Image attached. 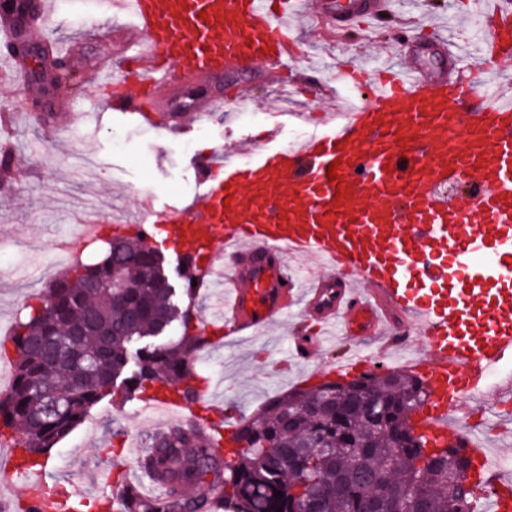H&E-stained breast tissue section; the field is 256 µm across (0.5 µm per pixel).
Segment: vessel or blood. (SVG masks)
Returning <instances> with one entry per match:
<instances>
[{
	"label": "vessel or blood",
	"mask_w": 512,
	"mask_h": 512,
	"mask_svg": "<svg viewBox=\"0 0 512 512\" xmlns=\"http://www.w3.org/2000/svg\"><path fill=\"white\" fill-rule=\"evenodd\" d=\"M301 2L119 0L139 36L120 68L140 82L116 99L114 111L193 128L208 109L188 93L197 79L296 58L290 20ZM471 12L494 31L485 53L499 61L482 91L464 78L455 53L432 76L417 63L395 71L336 60L333 83L318 86L320 99L334 105L320 111L318 131L274 149L271 128L242 156L200 157L195 198L161 209L144 203L137 223L173 225L181 249L203 256L196 282L214 300L204 330L252 335L296 302L300 314L319 323L317 335L296 343L318 347L337 333L382 334L393 313L407 314L406 327L422 338L424 351L405 366L431 393L418 414L423 431L469 441L481 483L491 489L483 512H512V478L496 475L492 457L451 420L480 405L489 370L512 356V291L483 299L480 275L487 266L512 271V0H473ZM315 15L343 30L355 19L396 13L392 0H319ZM341 85L357 102L340 113ZM463 177L471 189L462 201L439 193ZM295 257L311 260L318 272L298 281L288 265ZM385 359L357 355L303 379L375 373ZM214 394L206 383L161 384L143 411L172 419L190 414L193 399ZM190 423L211 438L236 431L193 416ZM4 473L24 477L27 488L0 502V512H75L73 497L48 483L46 467L24 464L20 449L11 451Z\"/></svg>",
	"instance_id": "obj_1"
}]
</instances>
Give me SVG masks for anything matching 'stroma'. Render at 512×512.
<instances>
[{
	"instance_id": "stroma-1",
	"label": "stroma",
	"mask_w": 512,
	"mask_h": 512,
	"mask_svg": "<svg viewBox=\"0 0 512 512\" xmlns=\"http://www.w3.org/2000/svg\"><path fill=\"white\" fill-rule=\"evenodd\" d=\"M51 14L42 27L32 30L38 42L50 45L74 78L52 93L39 85L20 88L8 66L0 64V146L11 158L6 182L0 183V328L11 331L30 296L44 293L60 271L53 266L55 244L76 230L75 219L87 201H95L104 214L132 211L146 201L156 206L187 203L199 190L198 155L211 150L235 153L248 138L278 125L274 147L286 146L288 122L280 114L279 91L263 65L245 67L243 83L250 90L247 109L252 122L226 121L224 113H210L207 121L189 130L163 132L136 124L131 117L113 113L105 123L96 115L111 99L134 91V82L118 78L109 88L96 85L97 61L115 48L112 17L86 13L87 0H50ZM400 14L390 23L370 25L357 34L339 38L337 54L364 66L416 61L430 71L447 67L441 48L421 54L418 38L432 28L454 31L467 41L471 29H457L458 13L467 10V0H430L429 13H422L416 0H397ZM411 28L413 40L395 46L399 27ZM148 243L164 258L165 272L180 308L199 318L209 313V300L188 299L184 294L186 259L174 247L170 234L154 231ZM300 317L289 316L282 326H273L258 336L215 343L202 354L200 372L228 389L225 404L238 419H247L276 396L298 387L307 367L344 362L350 353L378 352L387 348L398 371L406 357L422 348L421 342L398 345L385 338L341 337L334 345L311 351L308 357L290 350V329H302ZM288 358L287 376L274 379L272 360ZM476 436L494 455L502 472L512 475V403L491 398L476 411ZM155 429L144 420L140 400L116 404L105 400L91 408L65 441L52 449L47 460L51 476L71 487L80 497L83 512H94L88 493L89 478L107 486L110 475L133 478L134 456L112 450L114 436L131 441L145 438Z\"/></svg>"
}]
</instances>
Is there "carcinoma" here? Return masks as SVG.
<instances>
[{"label":"carcinoma","mask_w":512,"mask_h":512,"mask_svg":"<svg viewBox=\"0 0 512 512\" xmlns=\"http://www.w3.org/2000/svg\"><path fill=\"white\" fill-rule=\"evenodd\" d=\"M24 29L40 22L27 0L0 12ZM158 252L140 235L125 237L95 263L78 261L36 304H27L11 338L14 384L0 397V438L20 436L14 447L40 463L107 397L147 394L160 382L197 378V353L214 337L196 332L188 315L174 317L171 297L153 286ZM117 273L126 287L116 301L102 291ZM179 323L180 336L137 352V369L122 377L128 347ZM360 386L338 392L321 384L297 387L244 421L226 453L188 425L147 438L140 465L165 488L143 493L126 479L123 512H298L310 486L326 489L316 512H370L397 505L400 512H472L476 488L454 474L448 452L426 455L411 431V417L428 402L421 377L383 370L359 376ZM386 404L368 420L364 396ZM282 492L275 498L273 490Z\"/></svg>","instance_id":"cac0c4a2"}]
</instances>
